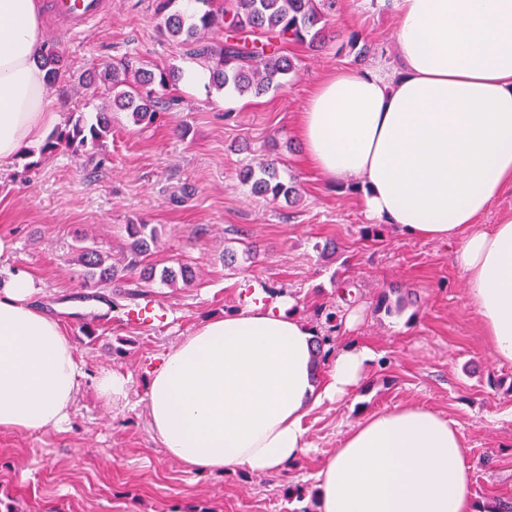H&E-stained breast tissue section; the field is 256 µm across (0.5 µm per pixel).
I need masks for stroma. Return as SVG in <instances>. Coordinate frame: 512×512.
<instances>
[{"label":"stroma","mask_w":512,"mask_h":512,"mask_svg":"<svg viewBox=\"0 0 512 512\" xmlns=\"http://www.w3.org/2000/svg\"><path fill=\"white\" fill-rule=\"evenodd\" d=\"M157 0H111L108 12L71 43L56 44L73 81L50 90L56 124L70 113L95 122L106 95L77 77L105 62L138 57L146 67L199 66L188 46L160 31ZM395 19L379 0H338L322 50L284 43L296 71L285 88L261 97L176 86L174 103L152 125L112 115L102 148L44 155L39 145L0 167V239L13 248L0 267L28 271L38 307L54 312L89 373L129 376V406L79 395L61 435L0 433V500L19 512H315V474L349 429L371 414L417 404L458 422L472 470L471 510L512 499V364L495 361L466 297L455 243L382 228L363 238L368 221L350 180L325 179L308 167L294 133L316 82L330 69L355 66L351 35L376 58L396 60ZM275 163L298 197H255L242 180L249 166ZM129 224L156 226L149 256L156 268L192 264L189 284L157 282L135 320L109 311L114 287L90 299L73 262L77 234L112 259L129 249ZM335 252H326L327 243ZM285 292L299 315L317 324L319 305L358 312L337 346L365 344L376 358L348 397L314 409L305 425L314 449L288 471L190 473L153 438L141 399L164 356L200 323L250 304L255 288ZM401 301L400 313L376 310L380 293ZM96 334L84 336L85 324ZM297 486L300 496L287 497Z\"/></svg>","instance_id":"stroma-1"}]
</instances>
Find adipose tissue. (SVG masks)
Listing matches in <instances>:
<instances>
[{
    "label": "adipose tissue",
    "instance_id": "adipose-tissue-1",
    "mask_svg": "<svg viewBox=\"0 0 512 512\" xmlns=\"http://www.w3.org/2000/svg\"><path fill=\"white\" fill-rule=\"evenodd\" d=\"M397 63L338 67L312 89L297 136L308 163L360 191L365 217L458 241L492 356L512 363V212L479 225L512 188V0H389ZM39 0H0V162L56 121ZM24 271H0V431L62 433L87 373ZM291 297L213 317L168 352L143 398L165 455L189 471L264 474L312 451L305 417L361 383L375 355L338 349L319 381L317 331ZM457 422L419 405L369 415L316 475V512H471Z\"/></svg>",
    "mask_w": 512,
    "mask_h": 512
}]
</instances>
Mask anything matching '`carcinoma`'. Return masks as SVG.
Instances as JSON below:
<instances>
[{
  "mask_svg": "<svg viewBox=\"0 0 512 512\" xmlns=\"http://www.w3.org/2000/svg\"><path fill=\"white\" fill-rule=\"evenodd\" d=\"M174 2L159 0L157 4V12L163 17V35L191 47L194 56L207 63L210 82L218 89L255 96L283 88L286 77L295 72L293 60L283 54L282 43L322 47L326 41L327 15L336 10V0H223L216 8L212 0H195L204 9L188 14L169 11ZM213 29L224 31V41L212 43L205 39V33ZM134 63L133 58L126 57L116 64L105 65L95 78L81 76L79 80L88 87H101L105 93L112 94V111L129 112L135 124L149 125L158 120L163 109L159 91L175 85L180 74L173 67L136 68ZM40 66L45 69L51 87L70 78L63 65V55L54 45L45 47ZM111 129L112 115L108 112L99 113L97 123L91 125L83 115H72L40 152L51 153L61 146L74 153L96 150L103 146V139ZM243 180L256 195L274 199L298 195L296 187L279 180L278 170L272 163L247 169ZM127 232L132 242L121 268L88 244L87 238L76 240L73 261L81 267L80 287L103 288L141 266L157 240V229L151 224H129ZM156 279L165 283L180 279L188 284L192 281V270L184 264L159 272L145 268L134 288L122 293L123 298L130 303L137 301ZM317 315L327 325L326 334H318L313 340L316 363L321 364L330 353L326 346L333 342L332 334L341 326L340 309L321 307Z\"/></svg>",
  "mask_w": 512,
  "mask_h": 512,
  "instance_id": "obj_1",
  "label": "carcinoma"
}]
</instances>
